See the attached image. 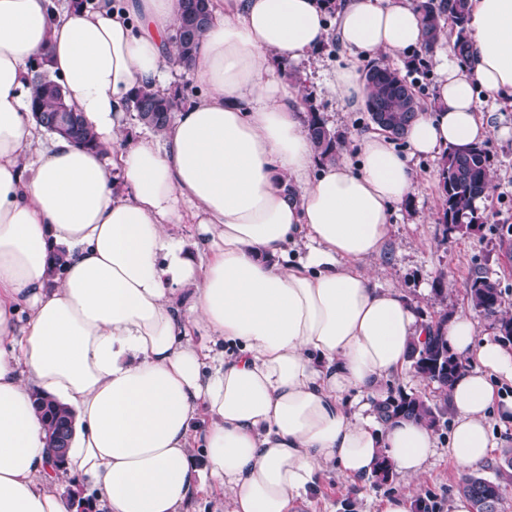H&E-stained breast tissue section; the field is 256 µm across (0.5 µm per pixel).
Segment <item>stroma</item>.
I'll use <instances>...</instances> for the list:
<instances>
[{
    "instance_id": "35a3bbf8",
    "label": "stroma",
    "mask_w": 512,
    "mask_h": 512,
    "mask_svg": "<svg viewBox=\"0 0 512 512\" xmlns=\"http://www.w3.org/2000/svg\"><path fill=\"white\" fill-rule=\"evenodd\" d=\"M337 58L336 48L328 43L319 65L303 61L298 68L304 73V99L318 109L328 127L346 138L347 151L353 155L358 151V137L371 130L373 123L365 109L345 111L336 95L326 90L324 78L335 68ZM484 116L491 127L484 145L491 157L492 188L479 204L483 224L463 236L445 232L441 161L416 158L417 179L410 205L401 209L392 240L370 262L379 273L380 284L398 288L427 321L471 312L465 283L476 269L497 282L506 307L512 309V260L501 249L498 232L501 225L512 224V106L485 107ZM439 284L444 287L440 296L435 293ZM451 420V413H444L434 427L438 454L415 487L410 512H450L451 502L460 494L465 475L448 456ZM404 491V481L396 476L384 483L370 479L352 484L332 475L299 512H381L385 498Z\"/></svg>"
}]
</instances>
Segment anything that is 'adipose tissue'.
<instances>
[{
  "label": "adipose tissue",
  "instance_id": "1",
  "mask_svg": "<svg viewBox=\"0 0 512 512\" xmlns=\"http://www.w3.org/2000/svg\"><path fill=\"white\" fill-rule=\"evenodd\" d=\"M471 3L472 55L439 59L407 154L378 130L356 160L324 161L287 66L336 35L326 87L358 110L363 63L422 41L411 0H212L188 70L201 95L143 137L126 133L131 99L169 88L180 0H0V512H67L62 480L91 512H190L204 491L222 512H295L331 471L366 479L385 458L420 478L433 430L376 406L424 322L364 262L412 194L411 159L481 144V101L512 103V0ZM37 62L99 148L42 139ZM441 334L468 364L448 391V455L470 470L496 446L488 413L512 424L495 386L512 381V345L464 313ZM36 392L74 417L58 466Z\"/></svg>",
  "mask_w": 512,
  "mask_h": 512
}]
</instances>
